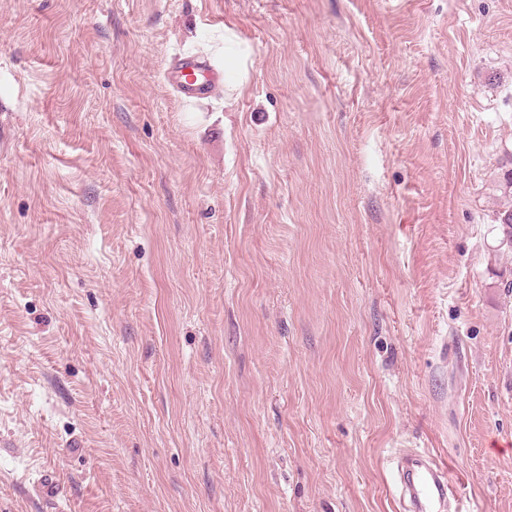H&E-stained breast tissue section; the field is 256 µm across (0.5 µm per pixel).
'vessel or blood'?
Segmentation results:
<instances>
[{
    "label": "vessel or blood",
    "mask_w": 512,
    "mask_h": 512,
    "mask_svg": "<svg viewBox=\"0 0 512 512\" xmlns=\"http://www.w3.org/2000/svg\"><path fill=\"white\" fill-rule=\"evenodd\" d=\"M164 78L178 97L199 101L214 97L224 86L223 70L192 48L180 49L170 60ZM399 502L403 512H446L457 493L446 465L427 452L404 450L396 462Z\"/></svg>",
    "instance_id": "1"
}]
</instances>
